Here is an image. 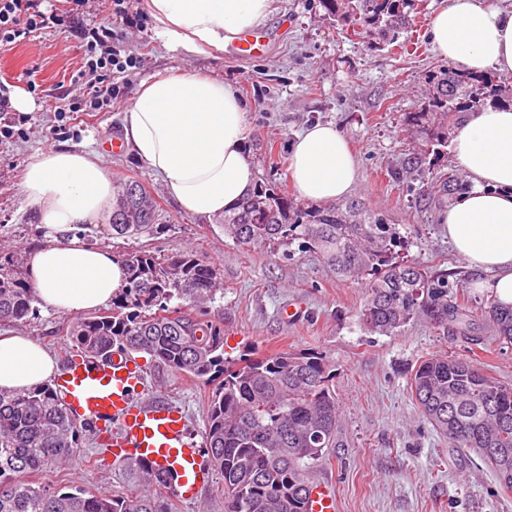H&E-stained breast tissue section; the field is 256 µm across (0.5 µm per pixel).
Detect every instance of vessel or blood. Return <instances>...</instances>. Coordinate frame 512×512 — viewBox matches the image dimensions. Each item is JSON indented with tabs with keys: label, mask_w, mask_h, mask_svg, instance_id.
I'll list each match as a JSON object with an SVG mask.
<instances>
[{
	"label": "vessel or blood",
	"mask_w": 512,
	"mask_h": 512,
	"mask_svg": "<svg viewBox=\"0 0 512 512\" xmlns=\"http://www.w3.org/2000/svg\"><path fill=\"white\" fill-rule=\"evenodd\" d=\"M266 44L265 33H246L234 50L240 57L259 56ZM53 386L73 417L96 424L115 459L133 458L172 475L178 498L195 500L210 483L212 466L189 437L184 410L159 390L144 397L147 380L131 355L116 352L106 360L70 356ZM308 510L339 512L329 485L313 483Z\"/></svg>",
	"instance_id": "obj_1"
}]
</instances>
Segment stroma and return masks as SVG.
Returning a JSON list of instances; mask_svg holds the SVG:
<instances>
[{
	"mask_svg": "<svg viewBox=\"0 0 512 512\" xmlns=\"http://www.w3.org/2000/svg\"><path fill=\"white\" fill-rule=\"evenodd\" d=\"M137 23L121 21L120 6ZM441 0H417L400 50L381 35L362 38L345 33L328 17L322 0H271L263 23L271 36L266 51L239 59L228 53L188 55L169 49L155 34L142 0H98V22L111 25L121 57L133 67L111 71L118 89L112 103L93 111L59 112L56 97L69 92L85 54L78 25L64 24L0 46V78L14 81L35 102L20 131L3 133L0 118V252H31L49 242L46 229L24 208L21 179L35 152L76 148L100 155L118 181H140L156 199L166 230L149 242L150 250L172 255L192 249L213 262L222 288L208 307L211 320L224 327V349L231 356L264 352H319L332 370L342 423V447L314 469L332 483L340 512H512V493L496 492V477L475 454L449 448L425 423L412 398L410 371L432 356L473 362L512 384V346L487 338L473 347L456 337L436 334L417 321L395 336L368 332L358 311L363 290L337 280L313 252L290 246L246 250L225 237L221 224L184 214L161 179L130 149L104 150L120 138L122 117L141 82L157 74L183 70L230 83L248 107L252 128L249 156L257 181L275 180L289 191L290 141L308 124L334 123L358 160L353 196L372 211L386 214L409 241L408 257L430 272L445 271L469 307L493 300L481 274L471 269L448 242L432 199L441 172L455 167L451 148L404 183L389 180L416 141L402 115L415 111L428 93L427 73L440 65L429 37ZM299 314L284 319L282 309ZM72 321L40 308L30 322L1 323L0 331L30 336L64 364L72 351L65 331ZM149 381L188 417V431L203 443L210 385L175 374L140 356ZM34 482L54 488L83 486L100 492L122 490L130 481L98 438L85 434L69 464L49 465Z\"/></svg>",
	"mask_w": 512,
	"mask_h": 512,
	"instance_id": "1",
	"label": "stroma"
}]
</instances>
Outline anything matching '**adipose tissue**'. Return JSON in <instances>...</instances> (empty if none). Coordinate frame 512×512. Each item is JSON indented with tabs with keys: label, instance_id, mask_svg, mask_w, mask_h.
Wrapping results in <instances>:
<instances>
[{
	"label": "adipose tissue",
	"instance_id": "obj_1",
	"mask_svg": "<svg viewBox=\"0 0 512 512\" xmlns=\"http://www.w3.org/2000/svg\"><path fill=\"white\" fill-rule=\"evenodd\" d=\"M155 32L172 49L223 51L260 26L270 0H143ZM442 59L459 68L512 73V8L479 0H445L432 20ZM124 141L161 176L181 212L210 221L250 193L255 168L246 151L252 134L247 110L232 85L180 71L142 83L122 123ZM471 182L441 216L455 252L484 274L498 302L512 306V109L473 113L452 143ZM291 189L328 205L349 196L357 162L333 124L316 122L292 140ZM24 206L51 240L30 253L29 282L39 304L76 314L108 304L125 271L110 250L87 244L85 225L109 213L115 178L108 165L77 150L31 156L23 176ZM54 357L23 334L0 336V391L14 393L50 381Z\"/></svg>",
	"mask_w": 512,
	"mask_h": 512
}]
</instances>
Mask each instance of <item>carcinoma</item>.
Wrapping results in <instances>:
<instances>
[{
  "label": "carcinoma",
  "instance_id": "cac0c4a2",
  "mask_svg": "<svg viewBox=\"0 0 512 512\" xmlns=\"http://www.w3.org/2000/svg\"><path fill=\"white\" fill-rule=\"evenodd\" d=\"M328 15L353 32L378 30L399 38L412 0H324ZM432 93L404 123L422 149L391 171L392 181L448 146L452 134L486 106L512 109V86L497 73L465 72L448 64L429 75ZM444 202L468 186L450 169L439 176ZM224 236L243 247L298 242L336 272L364 288V328L396 335L424 320L439 334L483 343L473 318L492 323L496 339L512 344V309L491 301L481 313L465 308L448 274L431 273L400 258L397 225L356 199L304 206L271 181L259 183L224 212ZM112 234L154 238L164 232L157 202L137 181L116 183ZM125 285L104 310L66 328L82 356L115 351L146 354L172 371L213 382L207 404L205 448L222 478L224 512H307L314 466L339 447L340 418L330 364L315 352L225 355L224 329L206 318L204 305L218 291L216 269L193 251L161 258L145 249L120 256ZM20 253L0 256V320L24 322L38 307ZM410 391L422 418L448 439V447L474 452L496 476L500 494L512 491V384L458 359L430 357L411 371ZM90 424L71 418L52 385L0 393V512H168L171 479L129 460L132 488L110 494L42 486L29 476L65 462L81 448ZM484 448L496 452L486 454Z\"/></svg>",
  "mask_w": 512,
  "mask_h": 512
}]
</instances>
